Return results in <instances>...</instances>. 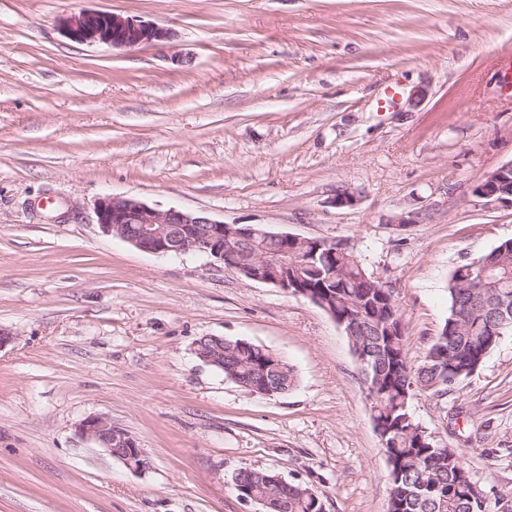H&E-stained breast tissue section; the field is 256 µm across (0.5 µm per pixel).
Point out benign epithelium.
I'll use <instances>...</instances> for the list:
<instances>
[{
    "instance_id": "benign-epithelium-1",
    "label": "benign epithelium",
    "mask_w": 512,
    "mask_h": 512,
    "mask_svg": "<svg viewBox=\"0 0 512 512\" xmlns=\"http://www.w3.org/2000/svg\"><path fill=\"white\" fill-rule=\"evenodd\" d=\"M58 28L69 40L112 48L134 49L145 44L164 45L174 40L170 29L157 27L134 17L108 11L83 10L58 20ZM474 193L489 202L512 204V163L491 173ZM97 224L103 232L131 246L158 255L203 252L241 279L273 285L294 296H306L329 309L325 301L304 290L288 271L302 258L310 260L336 242L275 232L263 225L226 224L209 216L176 208L159 209L134 198L106 195L96 205ZM283 241L287 247L270 251L266 244ZM196 357L204 364L224 371V349L204 348L195 342ZM80 435L106 449L129 468L138 471L149 465L136 440L112 420L100 415L84 419Z\"/></svg>"
}]
</instances>
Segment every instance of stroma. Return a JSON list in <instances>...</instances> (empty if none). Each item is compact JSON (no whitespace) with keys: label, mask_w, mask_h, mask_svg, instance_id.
Wrapping results in <instances>:
<instances>
[{"label":"stroma","mask_w":512,"mask_h":512,"mask_svg":"<svg viewBox=\"0 0 512 512\" xmlns=\"http://www.w3.org/2000/svg\"><path fill=\"white\" fill-rule=\"evenodd\" d=\"M172 30L79 44L63 15ZM512 0H0V512H259L236 475L276 473L324 512H387L385 457L347 337L312 302L206 254L104 234L105 195L342 242L390 286L410 363L448 278L512 239L475 187L512 162ZM356 203L336 206V195ZM413 216V224L396 220ZM204 336L291 366L250 393ZM411 410L483 489L512 494V335ZM108 416L150 466L83 439Z\"/></svg>","instance_id":"stroma-1"}]
</instances>
